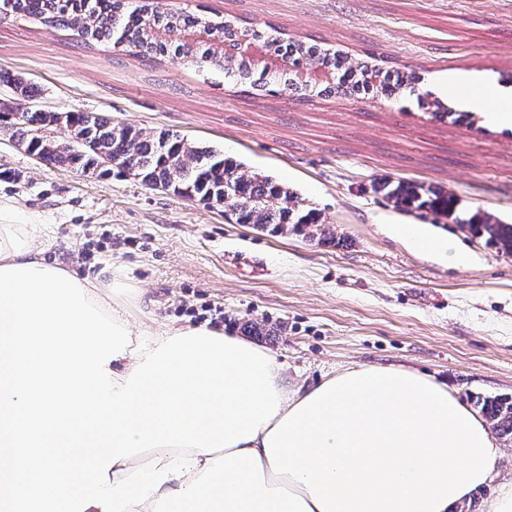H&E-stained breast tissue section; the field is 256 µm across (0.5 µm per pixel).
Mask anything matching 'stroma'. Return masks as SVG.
Returning <instances> with one entry per match:
<instances>
[{
	"instance_id": "1",
	"label": "stroma",
	"mask_w": 512,
	"mask_h": 512,
	"mask_svg": "<svg viewBox=\"0 0 512 512\" xmlns=\"http://www.w3.org/2000/svg\"><path fill=\"white\" fill-rule=\"evenodd\" d=\"M165 2L410 67L420 81L393 102L256 94L220 72L91 48L11 17L0 21V71L34 84L40 109L95 112L222 150L320 211L334 242L255 230L117 169L101 177L45 163L7 133L16 101L0 85V202L17 223L50 225L52 256L79 274L117 270L128 303L150 309L156 325L205 323L267 349L288 389L349 365L405 366L469 405L512 394V256L374 190L414 180L512 224V128L488 124L480 101L455 105L476 114L473 128L417 103L447 101L451 74L512 86V0ZM399 224L426 225L463 262L414 246Z\"/></svg>"
}]
</instances>
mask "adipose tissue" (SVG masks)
<instances>
[{"label": "adipose tissue", "instance_id": "adipose-tissue-1", "mask_svg": "<svg viewBox=\"0 0 512 512\" xmlns=\"http://www.w3.org/2000/svg\"><path fill=\"white\" fill-rule=\"evenodd\" d=\"M447 91L512 126V90ZM49 238L0 206V492L44 512H453L490 481L501 450L447 385L349 367L288 391L225 329L145 330L123 282L47 260ZM23 460L48 481L19 483Z\"/></svg>", "mask_w": 512, "mask_h": 512}]
</instances>
